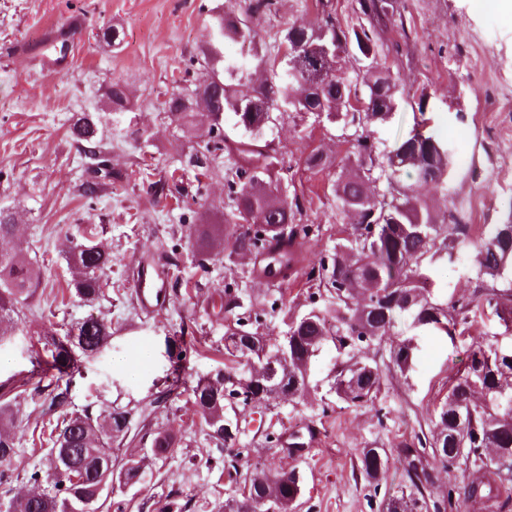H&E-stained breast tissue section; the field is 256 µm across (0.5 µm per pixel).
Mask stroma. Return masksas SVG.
<instances>
[{
  "instance_id": "1",
  "label": "stroma",
  "mask_w": 512,
  "mask_h": 512,
  "mask_svg": "<svg viewBox=\"0 0 512 512\" xmlns=\"http://www.w3.org/2000/svg\"><path fill=\"white\" fill-rule=\"evenodd\" d=\"M239 9L240 0H0V207L18 212V245L40 270L33 297L21 304L17 325L0 341V388L29 378L39 338L64 335L91 315L111 324L112 340L82 359L70 385L69 410L119 407L136 416L166 387L179 341L197 343L187 356V380L223 369L225 288L246 293L245 305L270 342L283 336L287 319L308 308L303 273L272 284L256 276L254 254L204 262L187 236L189 226L223 224L227 161L218 159L200 181L184 169L203 128L180 130L164 103L183 86L216 14ZM316 16V0H273L256 23V40L274 51L284 29ZM77 19L83 29L70 39L65 56L53 59L49 41ZM103 26L118 30L119 45L99 37ZM382 40L381 58L405 97L389 123L373 127L372 138L379 147L391 146L411 129L414 102L425 98L434 128L455 153L468 157L455 166L447 196L470 223H499L512 198V14L483 0H396ZM114 81L129 90L120 112L106 104ZM84 113L100 117L112 142L111 164L128 174L93 198L78 191L89 160L70 133L74 118ZM268 136L284 157L289 191L307 203L303 223L314 227L310 236L295 239L296 251L307 261L331 256L350 226L332 194L335 164L348 150L341 129L313 113L285 112ZM314 149L329 161L328 169L305 170L302 158ZM179 170L186 194H150L149 181ZM87 230L112 255L102 292L91 302L72 294L67 260L72 243ZM141 262L158 265L167 292L165 303L150 312L135 296ZM503 331L488 314L468 335L422 337L414 372L388 378L374 405L350 407L330 394L252 409L240 421L235 445L246 465L303 471L291 512H383L384 499L409 483L400 448L427 426L469 347L494 335L512 343ZM15 403V469L0 483V512L27 491L29 472L47 471L40 439L64 417L26 393ZM196 419L194 399L185 392L148 420L150 428L176 434L168 454L154 456L145 442L124 438L119 453L140 460L142 479L114 488L109 512H161L172 499L187 504L189 512H224L225 501L237 494L228 477L229 450ZM366 447L385 449L388 456L376 484L360 473Z\"/></svg>"
}]
</instances>
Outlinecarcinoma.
Segmentation results:
<instances>
[{
    "label": "carcinoma",
    "mask_w": 512,
    "mask_h": 512,
    "mask_svg": "<svg viewBox=\"0 0 512 512\" xmlns=\"http://www.w3.org/2000/svg\"><path fill=\"white\" fill-rule=\"evenodd\" d=\"M316 22L303 27L292 39H284L283 56L226 58L224 41L253 43L256 21L270 9L271 0H243L241 11L232 17L218 16L211 24L199 66L202 78L190 81L182 97H171L164 106L167 117L180 128L192 126L199 114L197 97L206 96L212 126L217 134L201 149L186 155V166L206 174L210 161L225 156L227 233L198 234L197 246L204 255H217L224 240L230 254L255 252L269 257L274 266L265 271L274 279H285L296 260L290 246L300 235L312 232L300 223L304 200L283 191L280 170L282 154L266 138L271 128L269 113L286 107L292 112L333 110L336 123L349 127V152L334 183L336 206L353 216L352 231L338 239L330 259L320 258L306 266L307 279L316 291L310 308L287 324L294 344L293 362L276 364L267 379L253 376L255 365L270 363L280 343L267 344L253 327L244 294L224 289V387L200 379L186 385L184 368L173 362L166 387L169 395L190 392L197 406L198 424L218 443L227 444L216 433L224 429L225 417L234 408L226 399L240 392L273 405L284 396L305 398L311 385L308 365L327 345L336 350V362L328 392L350 406L375 403L387 374L405 375L413 370L417 337L431 332L456 336L476 317L490 312L500 321L512 322V224L469 223L457 211L438 216L419 198L412 185L400 180L402 172L448 197V179L454 168L448 141L429 129L425 112L414 120L405 136L390 148L380 149L371 139L370 128L392 118L398 107V85L388 67L381 63L378 29L394 16V0H356V13L365 23L345 27L332 12V0H317ZM351 46L346 58L326 53L324 46ZM263 69L272 78L254 85L253 72ZM247 90L242 91L240 87ZM108 104L125 107L128 90L116 81L107 88ZM229 117L232 138L224 127ZM74 141L88 149L103 175L80 184L82 195L92 198L112 187L121 174L110 170L112 145L102 142L95 120L82 115L73 120ZM382 177L386 183L383 200L372 205L365 192L364 177ZM17 214L0 209V239L15 235ZM477 252L476 285L468 299L440 301L422 293L430 282V271L438 263L453 264L468 249ZM68 261L74 270L71 287L77 297L94 300L101 292V276L112 267V255L92 239L71 248ZM39 272L23 251H0V335L4 324L19 315L18 304L30 295ZM405 334L396 339L398 324ZM112 326L92 316L84 318L63 336L48 335L44 345L48 357L35 351L36 359L57 372L56 392L50 407L68 405L69 385L79 372L78 358L90 357L106 346ZM375 346L373 356L359 355L362 348ZM250 368H237L240 360ZM130 412L114 408L100 417L86 409L64 419L62 429L50 436L48 463L52 481L43 485L39 471L28 475L35 496L12 501L10 512H99L105 499L101 486H131L139 481L141 462L123 458L112 445L129 430ZM10 402L0 404V481L9 478L16 454ZM432 428L414 435V442L400 454L410 489L390 496L385 512H446L454 501L480 505L504 512L512 498V469L502 470L489 458L487 449L500 448L512 454V353L498 354V346L485 341L471 348L464 369L449 381L448 393L434 408ZM177 437L168 430L151 434L155 456L167 454ZM361 473L376 479L385 472L388 457L381 448L361 452ZM478 468L488 474L479 483H466L443 493L431 489L429 469L433 465ZM241 498L232 500L228 512H290L300 496L302 482L296 471L271 475L265 471L242 474Z\"/></svg>",
    "instance_id": "obj_1"
}]
</instances>
